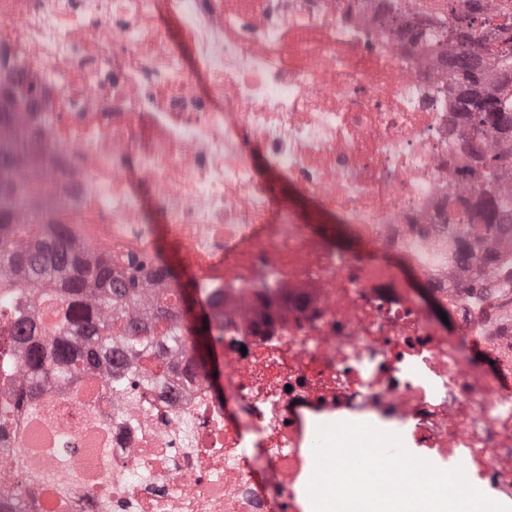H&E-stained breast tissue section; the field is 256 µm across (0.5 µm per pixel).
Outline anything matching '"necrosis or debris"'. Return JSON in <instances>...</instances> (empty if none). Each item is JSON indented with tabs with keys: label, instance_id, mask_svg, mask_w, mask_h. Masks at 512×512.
Instances as JSON below:
<instances>
[{
	"label": "necrosis or debris",
	"instance_id": "obj_1",
	"mask_svg": "<svg viewBox=\"0 0 512 512\" xmlns=\"http://www.w3.org/2000/svg\"><path fill=\"white\" fill-rule=\"evenodd\" d=\"M416 0H0V85L40 94L53 218L92 250L150 254L142 195L224 295L228 421L204 373L167 350L134 399L42 389L73 454L39 473L0 439V512H299L314 468L301 412L386 426L440 469L512 502V392L469 359L490 265L461 260L450 208L471 182L461 90L413 31ZM178 17L173 40L158 6ZM189 43L206 78L183 63ZM377 250L417 255L458 315L437 334L386 267L312 242L278 209L257 154ZM282 297L268 315L261 294ZM96 472L87 485V472Z\"/></svg>",
	"mask_w": 512,
	"mask_h": 512
}]
</instances>
